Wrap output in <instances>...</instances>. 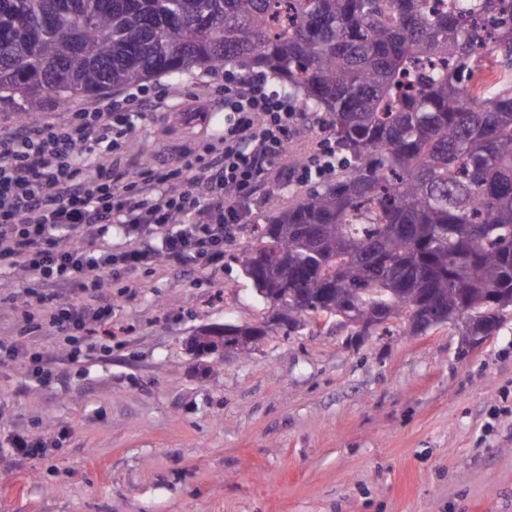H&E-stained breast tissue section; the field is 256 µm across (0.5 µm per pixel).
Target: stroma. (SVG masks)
Instances as JSON below:
<instances>
[{"label": "stroma", "instance_id": "35a3bbf8", "mask_svg": "<svg viewBox=\"0 0 512 512\" xmlns=\"http://www.w3.org/2000/svg\"><path fill=\"white\" fill-rule=\"evenodd\" d=\"M151 86L166 96L147 105L115 172L221 149L223 70ZM191 99L216 107L201 135L170 119ZM325 122L304 111L223 263L130 274L110 334L79 362L55 328L31 334L51 381L0 362V512H512V314L477 348L452 326L412 336L398 320L360 344L332 321L289 334L235 260L271 201L308 189L295 159L317 152ZM26 301L0 278V342L18 339ZM224 323L272 332L214 363L189 349L198 328ZM16 434L63 440L22 456L8 446Z\"/></svg>", "mask_w": 512, "mask_h": 512}]
</instances>
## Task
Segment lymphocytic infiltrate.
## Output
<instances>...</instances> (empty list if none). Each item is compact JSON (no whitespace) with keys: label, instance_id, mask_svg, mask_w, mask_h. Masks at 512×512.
I'll list each match as a JSON object with an SVG mask.
<instances>
[{"label":"lymphocytic infiltrate","instance_id":"obj_1","mask_svg":"<svg viewBox=\"0 0 512 512\" xmlns=\"http://www.w3.org/2000/svg\"><path fill=\"white\" fill-rule=\"evenodd\" d=\"M144 95L0 129V271L21 273L37 301L23 314L22 340L0 345V356L22 358L42 379L54 372L24 342L38 325L62 332L78 360L96 328L111 323L112 291L130 271L161 260L188 272L223 261L225 241L300 118L265 75L228 72L222 149L134 178L114 174L106 160L136 130ZM75 292L81 302L69 301Z\"/></svg>","mask_w":512,"mask_h":512}]
</instances>
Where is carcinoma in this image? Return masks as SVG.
Returning <instances> with one entry per match:
<instances>
[{
	"label": "carcinoma",
	"instance_id": "carcinoma-1",
	"mask_svg": "<svg viewBox=\"0 0 512 512\" xmlns=\"http://www.w3.org/2000/svg\"><path fill=\"white\" fill-rule=\"evenodd\" d=\"M236 65L324 112L345 164L272 205L244 275L289 332L382 305L495 331L512 309V0H0V100L33 120L157 75ZM193 337L214 354L239 331Z\"/></svg>",
	"mask_w": 512,
	"mask_h": 512
}]
</instances>
